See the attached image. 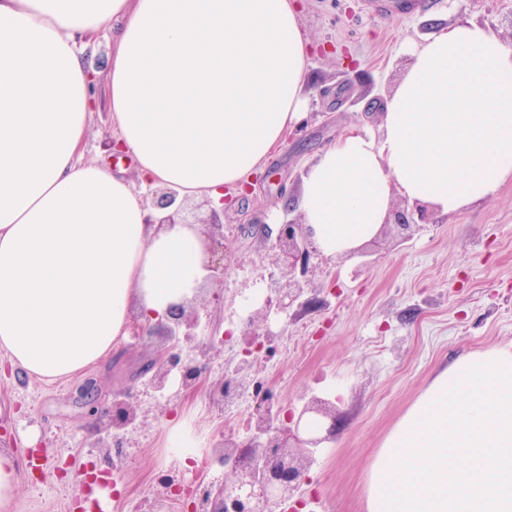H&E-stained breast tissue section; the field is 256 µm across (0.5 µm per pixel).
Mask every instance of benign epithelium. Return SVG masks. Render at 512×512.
Instances as JSON below:
<instances>
[{
    "instance_id": "1",
    "label": "benign epithelium",
    "mask_w": 512,
    "mask_h": 512,
    "mask_svg": "<svg viewBox=\"0 0 512 512\" xmlns=\"http://www.w3.org/2000/svg\"><path fill=\"white\" fill-rule=\"evenodd\" d=\"M151 209L171 210L158 220L148 216V224H173L183 209L177 202V192L165 188L152 194ZM433 212L423 204L404 203L389 210L381 232L392 233V239L401 242L409 239L414 228L429 224ZM197 223L207 227L206 236L208 279L224 281V221L218 210L209 209L206 217ZM314 241L302 216L298 215L280 224L274 242L265 250L262 263L279 272V278L269 282V292L260 307L246 322L247 332L242 349L241 366L248 367L260 360L265 344L271 342L269 332H259L258 327L267 322L271 314H289L297 305L309 285L311 277L323 272L321 264L330 263ZM201 324L199 310L186 301L168 312L165 320L157 323L167 336L169 345L161 350L151 365L157 367L155 382L163 387L171 372L179 373L182 386L191 389L203 374V366L183 357V348L195 346ZM233 384L244 390L258 393L259 404L252 416L254 433L247 442L229 437L218 446V459L231 465L233 479L212 492L199 488V499L212 503V512H274L288 502L298 504L302 487L309 482L308 464L313 449L331 439L336 432V407L325 399L312 398L299 412L282 411L279 400L272 392L261 391L254 380L231 378L212 388L213 396L224 401V386ZM137 417L136 408L129 402L117 401L108 415L109 425L121 430Z\"/></svg>"
}]
</instances>
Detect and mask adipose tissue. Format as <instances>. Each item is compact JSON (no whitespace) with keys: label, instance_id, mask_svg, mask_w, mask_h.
<instances>
[{"label":"adipose tissue","instance_id":"obj_1","mask_svg":"<svg viewBox=\"0 0 512 512\" xmlns=\"http://www.w3.org/2000/svg\"><path fill=\"white\" fill-rule=\"evenodd\" d=\"M112 30V129L141 191L81 159L93 79L82 49ZM380 133L353 130L305 170L298 209L347 256L394 198L451 218L512 182V45L458 22L412 48ZM294 0H0V351L70 378L198 294L194 224L148 223L143 189L220 203L308 110Z\"/></svg>","mask_w":512,"mask_h":512}]
</instances>
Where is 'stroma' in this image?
Masks as SVG:
<instances>
[{"label": "stroma", "instance_id": "stroma-1", "mask_svg": "<svg viewBox=\"0 0 512 512\" xmlns=\"http://www.w3.org/2000/svg\"><path fill=\"white\" fill-rule=\"evenodd\" d=\"M296 2L310 43L308 117L286 134L253 194H228V275L198 293L202 334L192 355L206 364L199 387L186 392L173 373L158 390L153 373H141L167 344L154 326L120 339L77 378L48 382L19 368L0 373V448L13 452L19 473L8 512H69L90 489L112 512H172V495L157 483L161 473L177 472L192 486L231 477L230 466L216 461L185 468L168 457L163 442L169 420L180 413L210 444L224 434V412L210 390L224 378L226 359L241 355L242 305L260 285L259 260L269 245L259 226L274 212L287 220L300 171L320 150L354 129L379 131L381 101L411 64L403 44L423 43L465 19L512 42V0H425L415 13L389 18L368 17L361 0ZM112 138L101 88L85 159L138 185L132 157L112 151ZM313 287L316 303L274 327L271 350L253 378L274 389L288 409L314 396L335 400L341 420L335 437L312 457L302 489L306 512H367L372 459L436 375L471 353L512 345V182L491 202L434 218L399 248L379 238L366 267L354 258L332 261ZM225 331L231 339L219 342ZM88 378L98 387L91 408L77 397ZM339 384L345 389L340 398L334 394ZM127 389L137 418L116 433L100 413ZM116 434L123 452L111 464L104 446Z\"/></svg>", "mask_w": 512, "mask_h": 512}]
</instances>
